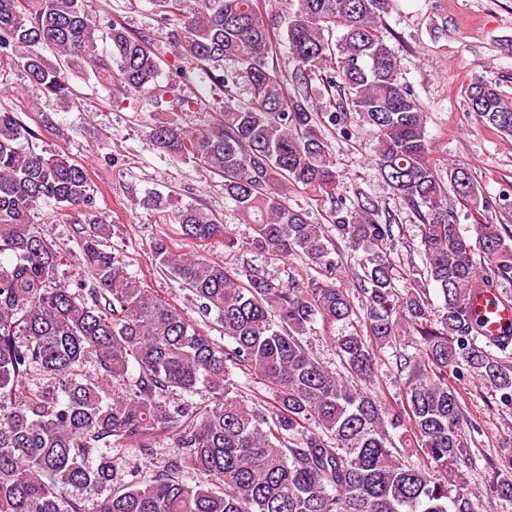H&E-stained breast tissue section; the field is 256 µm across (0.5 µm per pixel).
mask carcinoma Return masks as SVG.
Instances as JSON below:
<instances>
[{
  "instance_id": "cac0c4a2",
  "label": "carcinoma",
  "mask_w": 512,
  "mask_h": 512,
  "mask_svg": "<svg viewBox=\"0 0 512 512\" xmlns=\"http://www.w3.org/2000/svg\"><path fill=\"white\" fill-rule=\"evenodd\" d=\"M396 2L297 0L285 74L263 0H153L171 21L170 82L204 77L224 91V106L194 130L175 114L150 140L224 177L244 229L201 208L173 209L162 194L143 205L166 212L202 250L301 255L318 272L275 284L257 265L230 270L155 237V264L202 316L216 315L223 344L109 249L112 224L87 168L37 150L18 113L0 108V512H87L88 489L104 493L95 512H480L465 477L480 449L463 431L465 402L448 373L478 379L512 407V329L485 335L473 305L480 288L512 302L498 292L512 281V228L479 220L472 237L457 231L449 193L479 215L492 201L465 165L431 159L423 106L387 43ZM161 62L147 36L102 22L88 0H0L1 86L19 70L63 104L74 74L117 99L155 94ZM240 84L246 103L234 95ZM318 84L331 93L324 106L313 104ZM464 96L482 126L512 138L511 94L474 79ZM355 115L375 131L381 175L422 227L426 277L443 301L437 316L426 289L396 285V215L361 190L338 192L331 137L348 138ZM299 187L331 203L329 227L288 204ZM42 203L54 204L57 223L82 225L75 283L58 279L65 253L33 223ZM339 240L364 255L349 261ZM355 318L361 330L335 337L346 379L303 337ZM408 341L416 352L402 349ZM385 348L405 373L390 408L363 388ZM238 370L269 396L242 395ZM162 438L179 454L124 479L126 450L149 457ZM412 450L424 464L404 460ZM487 464L490 491L512 500V448Z\"/></svg>"
}]
</instances>
